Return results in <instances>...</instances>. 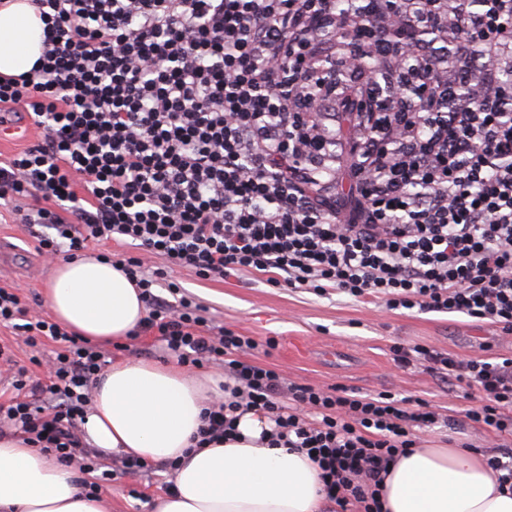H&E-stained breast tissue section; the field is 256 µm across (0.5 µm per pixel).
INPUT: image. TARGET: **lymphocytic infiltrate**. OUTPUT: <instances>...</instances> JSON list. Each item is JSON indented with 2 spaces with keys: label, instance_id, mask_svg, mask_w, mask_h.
I'll return each mask as SVG.
<instances>
[{
  "label": "lymphocytic infiltrate",
  "instance_id": "obj_1",
  "mask_svg": "<svg viewBox=\"0 0 512 512\" xmlns=\"http://www.w3.org/2000/svg\"><path fill=\"white\" fill-rule=\"evenodd\" d=\"M45 23L31 73L0 76V126L38 130L0 160V200L40 244L69 255L120 236L117 268L139 287L152 332L182 362L224 364V401L202 442L234 440L245 411L268 446L306 453L326 502L380 512L388 468L440 415L425 401L284 383L248 362L259 342L205 333L168 266L204 279L244 272L275 288L371 296L388 310L461 314L512 332V0H33ZM352 114L351 137L340 138ZM148 255L167 267L146 270ZM167 281L176 301L154 293ZM58 345L47 379L19 370L0 414L40 451L96 455L79 425L104 354L27 317L0 288V324ZM397 360L464 387V417L494 432L487 459L512 490V357L426 345Z\"/></svg>",
  "mask_w": 512,
  "mask_h": 512
}]
</instances>
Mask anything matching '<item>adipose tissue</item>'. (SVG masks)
<instances>
[{
    "mask_svg": "<svg viewBox=\"0 0 512 512\" xmlns=\"http://www.w3.org/2000/svg\"><path fill=\"white\" fill-rule=\"evenodd\" d=\"M45 24L30 0L0 6V75L29 72L42 54ZM56 321L99 344L126 340L145 315L140 290L111 262L67 260L45 288ZM210 379L175 364L121 359L97 378L81 426L88 447L147 462L178 461L174 487L153 512H318L316 466L306 454L262 444L267 418L247 412L236 441L193 447L208 406ZM382 512H512L481 453L416 448L391 463ZM0 512H106L82 494L69 466L23 436L0 435Z\"/></svg>",
    "mask_w": 512,
    "mask_h": 512,
    "instance_id": "1",
    "label": "adipose tissue"
}]
</instances>
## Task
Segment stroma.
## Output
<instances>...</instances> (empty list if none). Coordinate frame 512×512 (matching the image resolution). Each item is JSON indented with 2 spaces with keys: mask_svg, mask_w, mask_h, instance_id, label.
I'll use <instances>...</instances> for the list:
<instances>
[{
  "mask_svg": "<svg viewBox=\"0 0 512 512\" xmlns=\"http://www.w3.org/2000/svg\"><path fill=\"white\" fill-rule=\"evenodd\" d=\"M44 232L38 224L0 223V287L13 289L30 314L42 316L49 313L43 288L53 269L37 249ZM171 279L205 307L213 325L261 341L275 339V347L253 353L252 360L290 381L342 386L363 396L425 400L445 413L468 408L461 390L450 389L421 365L399 366L394 346L425 344L460 357L483 348L494 357L512 356V334L464 315L389 311L374 298L317 296L275 288L252 275L203 280L177 268ZM114 465L111 458L104 462L113 472L101 492L107 512H151L167 473L131 478L114 472Z\"/></svg>",
  "mask_w": 512,
  "mask_h": 512,
  "instance_id": "35a3bbf8",
  "label": "stroma"
}]
</instances>
